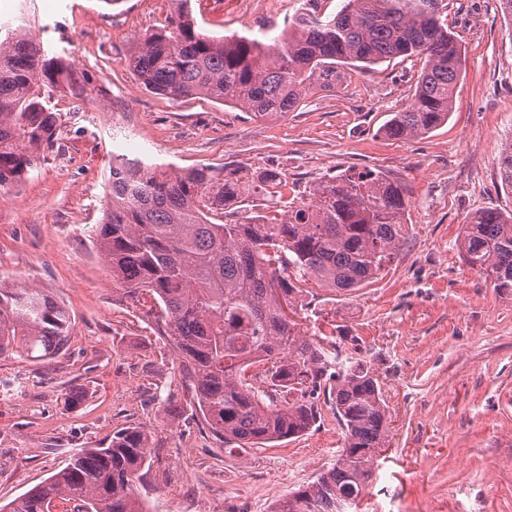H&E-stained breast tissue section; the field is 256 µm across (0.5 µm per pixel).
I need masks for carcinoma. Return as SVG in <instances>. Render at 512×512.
Listing matches in <instances>:
<instances>
[{
  "instance_id": "obj_1",
  "label": "carcinoma",
  "mask_w": 512,
  "mask_h": 512,
  "mask_svg": "<svg viewBox=\"0 0 512 512\" xmlns=\"http://www.w3.org/2000/svg\"><path fill=\"white\" fill-rule=\"evenodd\" d=\"M179 0L169 29L146 33L129 65L149 91L178 101L204 96L260 118L293 110L313 87L336 84L337 69L369 68L421 56L425 67L409 106L384 127L407 140L448 121L462 73L459 41L441 18L442 0H346L325 18L297 15L274 37L208 36ZM90 83L68 57L29 38L23 27L0 35V187L28 178L54 144L52 94L83 96ZM512 190V142L499 158ZM293 191L282 173L243 180L225 168L112 166L94 246L112 278L150 298L192 381L212 434L225 443L295 437L320 417L307 395L330 383L344 431L336 460L316 479L277 500L272 512H356L369 486L373 451L389 442L390 418L367 362L334 340L312 341L295 320L305 286L347 292L377 279L407 239L405 184L366 170L313 185L279 209L224 221L231 199ZM465 263L494 290L512 295V212L485 209L462 225ZM68 310L39 288L0 283V354L21 360L61 350ZM266 366L267 389L247 371ZM296 393L282 404L278 397ZM151 455L148 432L126 428L100 448H80L66 465L0 512H52L79 497L81 512H145L133 485Z\"/></svg>"
}]
</instances>
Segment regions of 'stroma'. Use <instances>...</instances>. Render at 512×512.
I'll list each match as a JSON object with an SVG mask.
<instances>
[{
    "label": "stroma",
    "instance_id": "1",
    "mask_svg": "<svg viewBox=\"0 0 512 512\" xmlns=\"http://www.w3.org/2000/svg\"><path fill=\"white\" fill-rule=\"evenodd\" d=\"M344 0H190L202 33L274 34L305 10L330 16ZM174 0H0V23L29 19L30 37L92 78L85 98L56 100L55 142L23 182L24 202L0 188V281L40 288L65 305L69 340L57 354H0V505L127 427L152 453L136 495L147 512H272L331 465L343 430L327 397L308 432L224 444L195 408L178 357L147 307L113 280L93 246L102 217L112 133L128 155L177 168L276 169L305 191L328 176L374 170L409 188L408 240L375 281L354 291L308 286L296 320L307 335L372 354L391 418L387 451L357 512H512V298L497 294L456 244L479 211H512L498 158L512 139V22L498 0H443L462 48L448 121L408 140L382 128L411 102L424 61L341 67L283 117L263 119L205 97L173 101L129 67L138 39L167 26ZM83 405L65 410L68 389Z\"/></svg>",
    "mask_w": 512,
    "mask_h": 512
}]
</instances>
